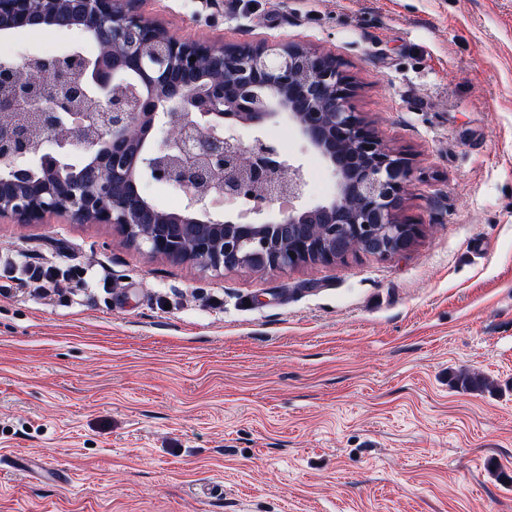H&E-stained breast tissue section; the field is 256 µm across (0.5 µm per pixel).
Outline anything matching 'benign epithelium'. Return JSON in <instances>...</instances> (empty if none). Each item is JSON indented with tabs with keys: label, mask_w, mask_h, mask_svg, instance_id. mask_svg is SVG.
Listing matches in <instances>:
<instances>
[{
	"label": "benign epithelium",
	"mask_w": 512,
	"mask_h": 512,
	"mask_svg": "<svg viewBox=\"0 0 512 512\" xmlns=\"http://www.w3.org/2000/svg\"><path fill=\"white\" fill-rule=\"evenodd\" d=\"M26 27L81 31L98 53L0 63V220L110 224L152 255L217 275L387 258L420 235L398 219L408 158L353 110L335 56L302 43L182 39L138 0H0V32ZM281 117L330 163L331 199L307 204L301 166L231 131ZM145 178L183 191V208L156 206ZM224 200L253 220L215 215Z\"/></svg>",
	"instance_id": "1"
}]
</instances>
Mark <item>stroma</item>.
Wrapping results in <instances>:
<instances>
[{
	"label": "stroma",
	"mask_w": 512,
	"mask_h": 512,
	"mask_svg": "<svg viewBox=\"0 0 512 512\" xmlns=\"http://www.w3.org/2000/svg\"><path fill=\"white\" fill-rule=\"evenodd\" d=\"M301 42L412 162L406 252L214 274L107 224L0 221V512H512V0H143ZM0 34V61L86 50ZM306 200L327 162L280 120ZM65 271L62 295L27 264ZM488 379L463 390L455 374Z\"/></svg>",
	"instance_id": "35a3bbf8"
}]
</instances>
